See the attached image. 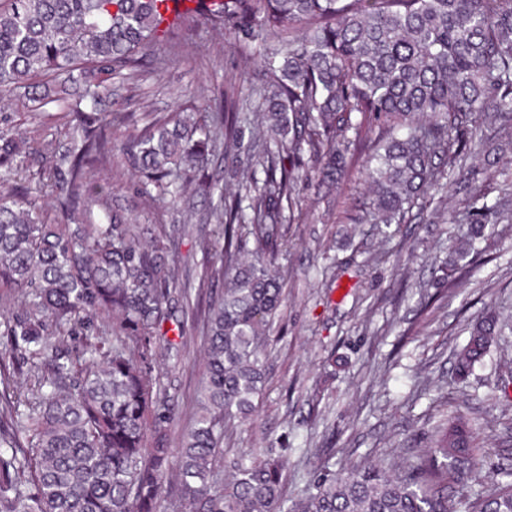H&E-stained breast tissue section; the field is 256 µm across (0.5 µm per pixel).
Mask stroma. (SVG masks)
Wrapping results in <instances>:
<instances>
[{"label": "stroma", "instance_id": "obj_1", "mask_svg": "<svg viewBox=\"0 0 512 512\" xmlns=\"http://www.w3.org/2000/svg\"><path fill=\"white\" fill-rule=\"evenodd\" d=\"M159 70L115 76L112 93L124 112L168 113L207 108L213 91L234 84L252 99L259 46L201 26L161 47ZM112 184V205L134 208L138 223L176 227L172 250L183 279L198 282V237H215L210 201L192 193L178 203H137V181L113 157L95 177ZM366 185L359 164L328 196L314 182L298 185L288 244L279 260L286 308L267 346V383L256 411L224 437V459L250 461L266 449L284 454L289 499L312 488L324 468L367 462L404 464L431 444L443 414L474 420L486 438L492 468H512L503 449L512 441V345L492 347L466 381H458L455 353L468 327L487 311L512 314V226L502 224L482 242L470 274L448 287L439 269L450 238L465 232L451 216L471 208L465 194L442 196L441 212L415 210L411 223L384 238L380 225L361 223ZM186 360L171 377L177 385L170 444L178 446L194 413L204 368L200 325L178 313Z\"/></svg>", "mask_w": 512, "mask_h": 512}]
</instances>
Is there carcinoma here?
<instances>
[{
	"label": "carcinoma",
	"instance_id": "carcinoma-1",
	"mask_svg": "<svg viewBox=\"0 0 512 512\" xmlns=\"http://www.w3.org/2000/svg\"><path fill=\"white\" fill-rule=\"evenodd\" d=\"M0 0V96L45 106L43 79L80 71L68 104L71 141L0 127V385L23 374L24 402L0 404V512H159L175 482L182 512H512V470L478 483L484 448L469 421L439 427L429 450L394 473L385 466L330 470L305 498L282 493L283 456L268 453L224 483V434L253 408L267 379L270 328L282 314L278 264L292 220L299 165L329 194L349 162L368 151L365 214L405 224L430 190L467 185L482 201L451 218L468 230L442 275L453 286L461 261L488 226L509 219L488 202L477 155L512 153V0ZM201 25L263 48L259 99L244 111L230 83L209 109L166 115L112 110L106 76L148 70L146 61L181 29ZM384 120L375 145L373 122ZM121 132L124 164L147 202L180 198L190 186L216 199L222 242L200 238L197 288L226 283L203 310L205 366L196 414L179 447L169 442L171 382L158 361L182 363L163 335L172 305L194 308L163 224H138L112 207V166ZM265 144L224 192L209 173L225 145L244 134ZM54 199L72 223L51 219ZM103 213L94 215L93 208ZM95 318L112 328L69 340ZM512 316L488 313L456 354L467 378ZM478 490H473L474 486Z\"/></svg>",
	"mask_w": 512,
	"mask_h": 512
}]
</instances>
